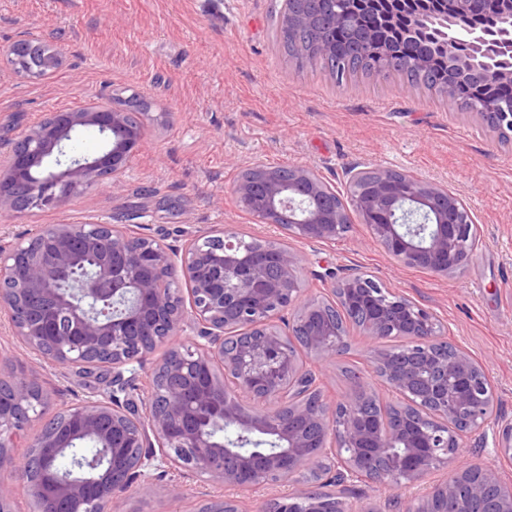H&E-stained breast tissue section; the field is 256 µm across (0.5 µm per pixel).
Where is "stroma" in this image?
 <instances>
[{"label":"stroma","mask_w":512,"mask_h":512,"mask_svg":"<svg viewBox=\"0 0 512 512\" xmlns=\"http://www.w3.org/2000/svg\"><path fill=\"white\" fill-rule=\"evenodd\" d=\"M281 0H0V46L29 36L61 48L52 75L0 71V142L48 112L80 109L90 100L120 104L138 94L150 105L146 133L121 189L96 186L60 206L0 211V235L29 237L41 225L89 220L131 223L166 243L224 225L246 236L276 229L245 215L232 192L246 166L315 167L332 186L358 162L402 170L449 186L474 214L480 243L465 269L438 276L393 263L366 225L332 244L294 240L304 255L303 285L327 290L315 273L354 269L432 310L451 341L482 362L494 389L493 414L512 419V142L444 96L398 78H354L344 84L319 68L296 69L274 35ZM367 343L351 338L349 354L324 370V393L348 395L352 366L367 371ZM0 356L17 372L36 374L48 410L95 398L108 383L106 366L48 363L0 326ZM444 471L403 489L398 502L378 485L360 483L345 500L359 512H407ZM184 489L173 500L139 483L130 512H197L221 495L204 479L169 471Z\"/></svg>","instance_id":"stroma-1"}]
</instances>
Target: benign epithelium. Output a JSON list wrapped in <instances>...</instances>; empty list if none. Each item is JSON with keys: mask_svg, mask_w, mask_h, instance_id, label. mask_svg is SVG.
<instances>
[{"mask_svg": "<svg viewBox=\"0 0 512 512\" xmlns=\"http://www.w3.org/2000/svg\"><path fill=\"white\" fill-rule=\"evenodd\" d=\"M448 41L463 50L457 73L512 81V29L488 34L471 28L468 0H444ZM313 25L302 9L284 26L294 35ZM492 131L512 135V112L485 103L477 113ZM85 128L103 137L100 153L66 157L65 146ZM143 121L99 102L71 112H48L26 127L0 158V209L62 205L108 183L124 186ZM274 167L254 164L233 186L239 206L284 238L330 242L351 230L350 212L397 264L440 276L461 272L471 256L465 243L472 213L446 185L403 173L414 189L391 202L384 186L394 170L375 171L355 186L365 167L344 170L350 204L307 165L283 180ZM469 220L461 224L457 216ZM303 259L288 244L216 227L180 245L108 222L43 224L20 242L0 236V317L41 358L61 365L104 363L108 391L97 399L46 415L37 378L19 377L0 358V512H13L11 485H23L35 512H128L131 487L166 469L182 468L230 489L286 483L317 458L343 484H386L393 492L430 470L448 466L465 435L492 438L495 456L512 463V421L491 418L492 389L485 368L448 341L436 315L362 272L319 275L334 300L301 287ZM188 285L182 291L180 281ZM357 317L370 346L371 374L402 398L395 413L369 410L368 376L334 400L301 365L293 336L279 324L298 310L304 353L323 366L350 347V325L331 306ZM406 340V349L385 346ZM166 347L150 374L142 410L129 390L146 357ZM39 422L27 451L14 453L27 425ZM93 445L107 460L75 451ZM73 452L75 469L104 471L106 479L57 471ZM251 481H242V475ZM447 512H512V486L493 469L458 466L435 486ZM347 512L333 494L316 490L271 500L259 512ZM200 512H248L234 496L207 500Z\"/></svg>", "mask_w": 512, "mask_h": 512, "instance_id": "benign-epithelium-1", "label": "benign epithelium"}]
</instances>
